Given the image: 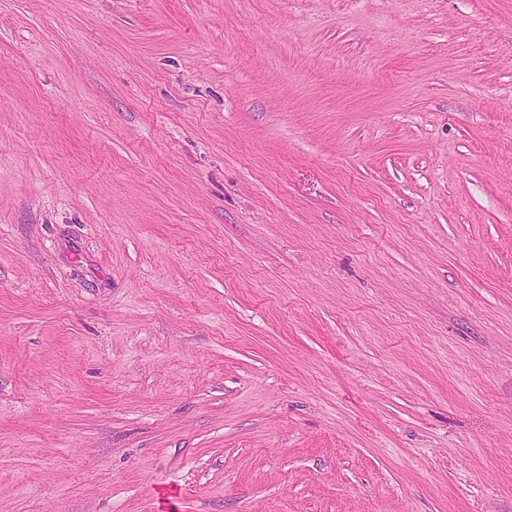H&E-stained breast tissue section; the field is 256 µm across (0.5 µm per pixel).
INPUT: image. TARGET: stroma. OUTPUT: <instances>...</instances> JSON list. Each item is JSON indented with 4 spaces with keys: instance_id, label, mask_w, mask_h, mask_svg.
Segmentation results:
<instances>
[{
    "instance_id": "stroma-1",
    "label": "stroma",
    "mask_w": 512,
    "mask_h": 512,
    "mask_svg": "<svg viewBox=\"0 0 512 512\" xmlns=\"http://www.w3.org/2000/svg\"><path fill=\"white\" fill-rule=\"evenodd\" d=\"M0 512H512V0H0Z\"/></svg>"
}]
</instances>
